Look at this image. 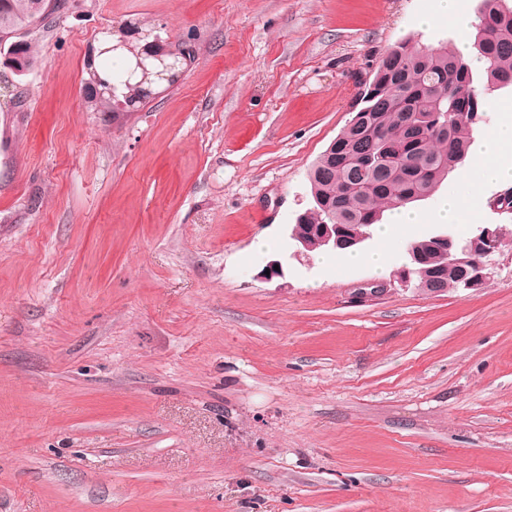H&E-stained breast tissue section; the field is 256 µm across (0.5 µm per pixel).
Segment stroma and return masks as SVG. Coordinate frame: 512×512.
<instances>
[{
    "mask_svg": "<svg viewBox=\"0 0 512 512\" xmlns=\"http://www.w3.org/2000/svg\"><path fill=\"white\" fill-rule=\"evenodd\" d=\"M434 6L63 0L0 63V512H512V239L479 287L395 278L448 195L512 226L504 186L464 160L364 243L386 274L288 236L386 52L457 45ZM125 22L194 59L112 121L82 69ZM421 220L422 218L419 215L404 208H399L395 210L393 224L375 226L373 231L381 239L386 240L388 237H390L391 232L395 227L406 226L409 228H414L421 223ZM389 262L388 256L385 251L379 250L371 253H343L336 256V264L344 266H358L363 264H372L379 267H384Z\"/></svg>",
    "mask_w": 512,
    "mask_h": 512,
    "instance_id": "stroma-1",
    "label": "stroma"
}]
</instances>
